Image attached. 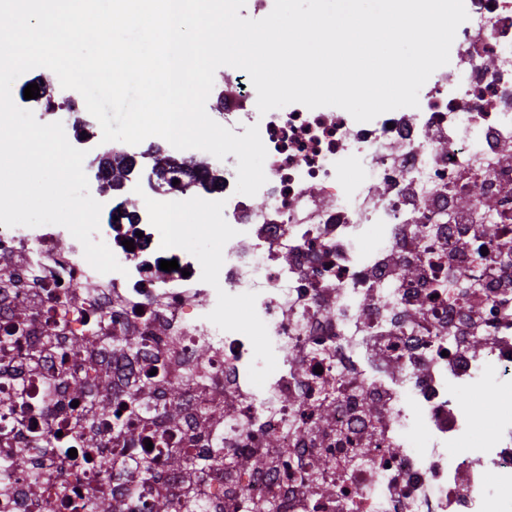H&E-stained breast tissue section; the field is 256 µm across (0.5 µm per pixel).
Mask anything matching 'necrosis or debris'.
Here are the masks:
<instances>
[{"label":"necrosis or debris","mask_w":512,"mask_h":512,"mask_svg":"<svg viewBox=\"0 0 512 512\" xmlns=\"http://www.w3.org/2000/svg\"><path fill=\"white\" fill-rule=\"evenodd\" d=\"M464 4L418 107L369 122L259 113L225 67L212 118L258 125L266 183L236 193L235 155L170 146L164 167L223 188L190 199L123 168L127 196L92 235L122 272H97L63 226L0 225V462L33 469L8 476L0 512H177L198 483V512H512V0ZM191 208L203 238L166 235ZM12 335L69 361L28 367ZM486 389L493 431L461 399ZM91 398L140 417L85 415ZM91 446L124 466L83 463ZM160 448L224 462L172 469Z\"/></svg>","instance_id":"1"}]
</instances>
